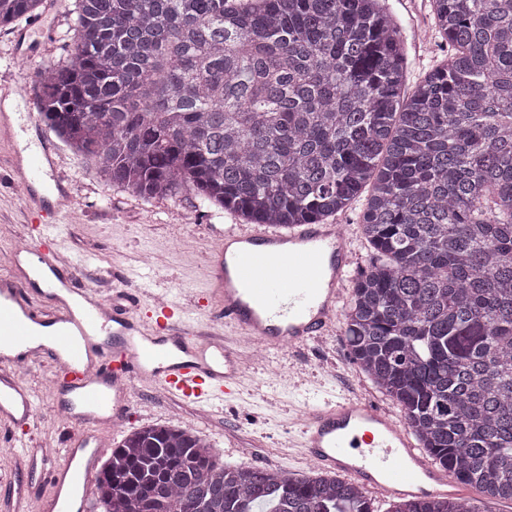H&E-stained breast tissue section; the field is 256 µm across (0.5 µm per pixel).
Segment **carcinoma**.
<instances>
[{
  "label": "carcinoma",
  "instance_id": "obj_1",
  "mask_svg": "<svg viewBox=\"0 0 512 512\" xmlns=\"http://www.w3.org/2000/svg\"><path fill=\"white\" fill-rule=\"evenodd\" d=\"M43 0H0V28ZM451 54L407 86L382 0H70L37 111L105 182L245 224L359 210L350 354L421 448L512 500V0H430ZM178 426L125 435L107 512H375L334 475L224 466ZM389 512H481L400 498Z\"/></svg>",
  "mask_w": 512,
  "mask_h": 512
}]
</instances>
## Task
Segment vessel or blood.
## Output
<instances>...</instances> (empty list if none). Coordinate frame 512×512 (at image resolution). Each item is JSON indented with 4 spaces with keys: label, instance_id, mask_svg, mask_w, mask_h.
Masks as SVG:
<instances>
[{
    "label": "vessel or blood",
    "instance_id": "vessel-or-blood-1",
    "mask_svg": "<svg viewBox=\"0 0 512 512\" xmlns=\"http://www.w3.org/2000/svg\"><path fill=\"white\" fill-rule=\"evenodd\" d=\"M42 136L13 162L30 208L22 264L0 279V423L39 426L34 394L17 375L12 352L47 357L64 374L65 418L73 425L62 459L24 452L28 467L47 471L39 512H102L90 493L111 426L129 409L132 383L211 406L242 382L236 336L296 350L335 325L352 256L333 224L231 228L207 255V285L192 304L155 302L144 323L131 309L109 307L100 288L81 280L84 260L65 258L55 207L39 188L53 165ZM299 446L321 468L382 498L461 497L465 487L418 454L406 425L362 397L304 408Z\"/></svg>",
    "mask_w": 512,
    "mask_h": 512
}]
</instances>
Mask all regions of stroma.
Instances as JSON below:
<instances>
[{"label": "stroma", "instance_id": "1", "mask_svg": "<svg viewBox=\"0 0 512 512\" xmlns=\"http://www.w3.org/2000/svg\"><path fill=\"white\" fill-rule=\"evenodd\" d=\"M398 18L408 45V83L420 81L448 58V45L433 28L430 11L408 13L401 0H385ZM64 26L62 9L21 18L0 29V105L12 101L18 113L29 106L18 85H33L37 67L60 56L57 34ZM53 176L66 189L68 207L62 213L63 239L75 256L93 257L104 277L113 271L134 272L136 283L148 287L164 280L173 295L204 285L210 246L235 224L233 215L200 206L194 198L147 201L122 188L101 182L80 157L63 144L52 154ZM7 148H0V251L24 240L28 212L21 193L11 184ZM245 380L240 393L218 408H200L166 396L145 381L135 382L128 415L120 434L146 425H173L206 437L224 466H254L294 475L317 474V467L296 448L304 404H324L347 392L360 393L393 414L400 406L382 394L352 361L342 325L300 352L242 347ZM62 374L51 359L42 358L25 381L32 388L41 430L29 447H61L70 423L53 403Z\"/></svg>", "mask_w": 512, "mask_h": 512}]
</instances>
